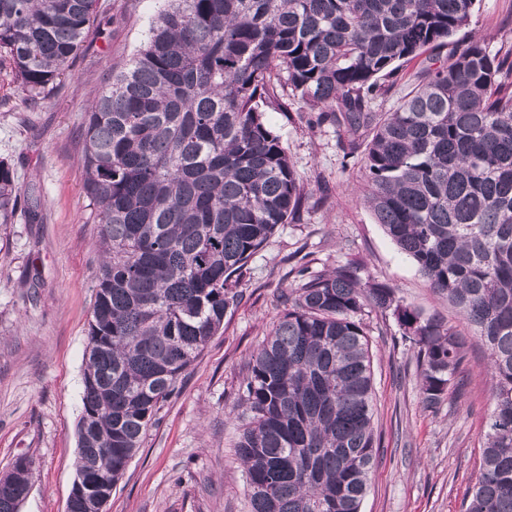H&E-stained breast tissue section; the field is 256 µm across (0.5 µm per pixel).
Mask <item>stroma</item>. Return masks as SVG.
<instances>
[{
	"label": "stroma",
	"mask_w": 512,
	"mask_h": 512,
	"mask_svg": "<svg viewBox=\"0 0 512 512\" xmlns=\"http://www.w3.org/2000/svg\"><path fill=\"white\" fill-rule=\"evenodd\" d=\"M163 0H97L83 50L48 95L30 102L0 62V159L14 164L38 218L0 230V474L18 455L34 462L19 512H65L76 477L77 425L95 272L97 226L84 194V126L90 96L126 67ZM462 35L512 52V0H477ZM289 99L269 121L307 190L298 220L282 225L248 264L244 297L182 375L177 392L112 489L106 512H249L232 415L246 362L283 312L279 289L309 256L316 270L352 262L361 282H384L404 303L450 324L460 319L386 236L362 199V153L344 129L310 123ZM380 441L361 512H465L479 475L491 380L485 346L460 367V399L436 411L419 401L416 352L389 313L366 310Z\"/></svg>",
	"instance_id": "1"
}]
</instances>
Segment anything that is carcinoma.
<instances>
[{
    "label": "carcinoma",
    "mask_w": 512,
    "mask_h": 512,
    "mask_svg": "<svg viewBox=\"0 0 512 512\" xmlns=\"http://www.w3.org/2000/svg\"><path fill=\"white\" fill-rule=\"evenodd\" d=\"M477 0H166L131 67L86 114L99 225L76 474L117 483L160 405L242 299L250 260L300 217L303 185L268 119L292 96L368 131L377 223L488 352L483 467L465 512H512V61L452 38ZM97 0H0V54L36 102L83 49ZM448 62L390 112L380 81L429 49ZM22 188L0 160V226ZM249 358L235 453L251 512H360L379 446L366 309L416 350L420 402L457 391L471 337L353 264L309 263Z\"/></svg>",
    "instance_id": "obj_1"
}]
</instances>
